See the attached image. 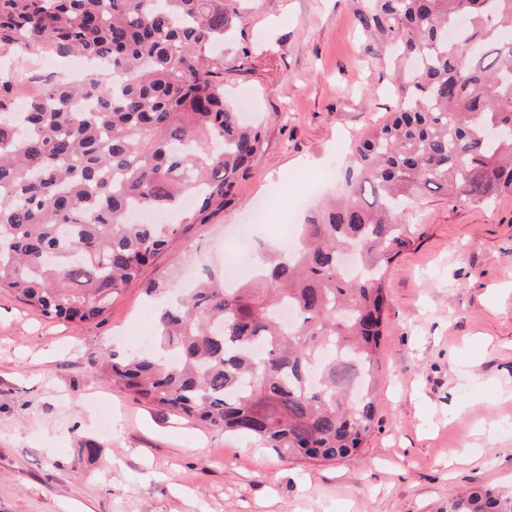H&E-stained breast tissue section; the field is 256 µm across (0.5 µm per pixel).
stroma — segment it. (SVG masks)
I'll list each match as a JSON object with an SVG mask.
<instances>
[{
  "label": "stroma",
  "mask_w": 512,
  "mask_h": 512,
  "mask_svg": "<svg viewBox=\"0 0 512 512\" xmlns=\"http://www.w3.org/2000/svg\"><path fill=\"white\" fill-rule=\"evenodd\" d=\"M364 5L241 0L224 93L249 100L265 150L234 201L182 225L142 281L223 272L258 201L270 202L268 223L296 225L338 193L353 139L396 104L391 64L369 53L357 21ZM400 221L412 244L383 280L376 416L351 460L284 461L110 386L89 360L152 333L141 288L90 323L49 319L0 290V512H440L452 490L512 489V195L427 192ZM78 432L101 442L96 461L79 454Z\"/></svg>",
  "instance_id": "obj_1"
}]
</instances>
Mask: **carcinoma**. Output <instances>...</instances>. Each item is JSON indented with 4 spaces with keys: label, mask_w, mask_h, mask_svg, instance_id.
<instances>
[{
    "label": "carcinoma",
    "mask_w": 512,
    "mask_h": 512,
    "mask_svg": "<svg viewBox=\"0 0 512 512\" xmlns=\"http://www.w3.org/2000/svg\"><path fill=\"white\" fill-rule=\"evenodd\" d=\"M357 17L392 53L397 110L353 144L345 194L233 288L210 272L185 293L145 285L172 295L151 346L90 360L136 399L284 460L351 459L371 430L384 274L410 245L405 203L512 195V0H367ZM242 22L239 0H0L1 55L49 47L91 62L22 110L0 66V288L48 318L96 320L181 225L234 200L264 151L260 127L224 99L218 48ZM345 253L365 276L343 273ZM443 512H512V493L479 484L448 494Z\"/></svg>",
    "instance_id": "cac0c4a2"
}]
</instances>
